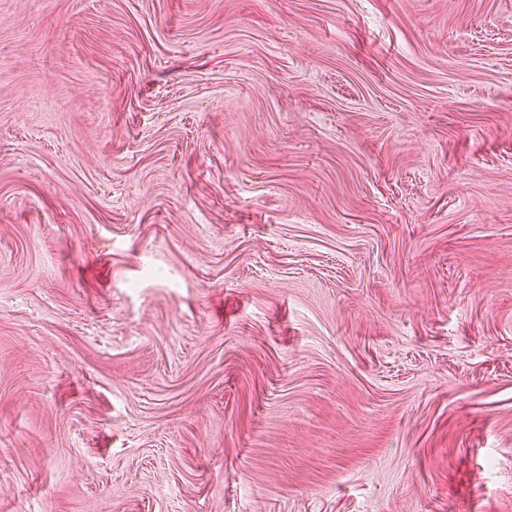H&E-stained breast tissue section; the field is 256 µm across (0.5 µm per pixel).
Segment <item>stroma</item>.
Returning a JSON list of instances; mask_svg holds the SVG:
<instances>
[{
	"mask_svg": "<svg viewBox=\"0 0 512 512\" xmlns=\"http://www.w3.org/2000/svg\"><path fill=\"white\" fill-rule=\"evenodd\" d=\"M0 512H512V0H0Z\"/></svg>",
	"mask_w": 512,
	"mask_h": 512,
	"instance_id": "35a3bbf8",
	"label": "stroma"
}]
</instances>
